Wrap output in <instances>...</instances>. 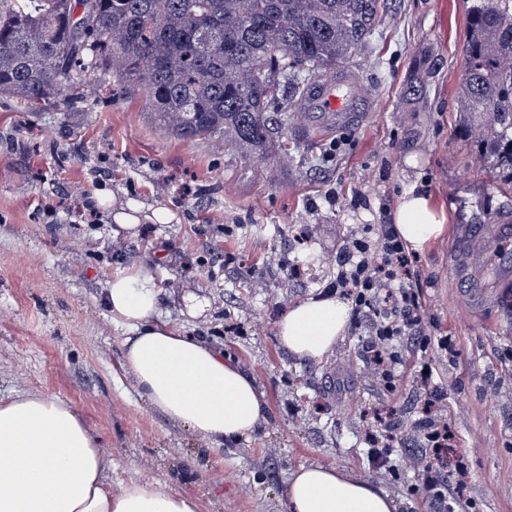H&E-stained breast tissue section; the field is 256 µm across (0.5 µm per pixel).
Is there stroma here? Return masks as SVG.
Here are the masks:
<instances>
[{"label":"stroma","mask_w":512,"mask_h":512,"mask_svg":"<svg viewBox=\"0 0 512 512\" xmlns=\"http://www.w3.org/2000/svg\"><path fill=\"white\" fill-rule=\"evenodd\" d=\"M475 0H386L349 68L362 77V125L288 126V148L246 159L223 138L182 140L153 119L143 95L67 96L41 112L0 98V400L55 396L98 439L112 489L138 481L193 497L198 512H288L284 487L322 464L374 482L397 512H431L416 437L399 435V472L370 468L362 410L416 417L420 393L364 376L360 331L322 362L280 347L288 307L336 278L323 264L346 225L385 224L404 191L428 193L445 234L418 254L424 316L452 337L437 360L448 422L469 482L462 512H512V319L466 309L468 284L450 257L467 233L512 223V185L481 150L482 131L456 106L463 40ZM166 209L137 238L112 233L113 203ZM150 262L160 318L228 353L265 394L247 439L216 448L174 426L138 395L121 365L123 331L101 301L112 275ZM304 267L300 276L287 266ZM205 295L190 317L185 294Z\"/></svg>","instance_id":"obj_1"}]
</instances>
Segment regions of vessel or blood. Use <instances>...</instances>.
<instances>
[{
  "label": "vessel or blood",
  "instance_id": "vessel-or-blood-1",
  "mask_svg": "<svg viewBox=\"0 0 512 512\" xmlns=\"http://www.w3.org/2000/svg\"><path fill=\"white\" fill-rule=\"evenodd\" d=\"M359 76L353 71L339 72L337 79L318 83L302 102L319 126L343 129L359 122L365 108L356 87ZM483 249L470 246L459 248L450 263L454 271L470 280H479L483 273L484 248L499 247L512 242L511 224H487L483 227Z\"/></svg>",
  "mask_w": 512,
  "mask_h": 512
}]
</instances>
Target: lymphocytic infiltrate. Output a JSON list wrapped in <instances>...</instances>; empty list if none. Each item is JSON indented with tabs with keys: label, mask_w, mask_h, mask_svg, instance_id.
<instances>
[{
	"label": "lymphocytic infiltrate",
	"mask_w": 512,
	"mask_h": 512,
	"mask_svg": "<svg viewBox=\"0 0 512 512\" xmlns=\"http://www.w3.org/2000/svg\"><path fill=\"white\" fill-rule=\"evenodd\" d=\"M336 267L333 290L351 299L355 321L366 326L362 356L366 372L397 391L398 372L406 370L421 392L419 415L404 425L395 414H374L368 430L370 466H391L390 443L408 429L424 441L423 455L411 465L425 476V494L433 512H457L468 484V468L448 423V393L437 386L430 346L453 354L447 338H435L422 316L421 275L411 253L391 224H350L332 256Z\"/></svg>",
	"instance_id": "1"
}]
</instances>
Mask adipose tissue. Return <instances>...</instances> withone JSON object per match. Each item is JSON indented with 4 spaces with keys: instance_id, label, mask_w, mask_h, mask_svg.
<instances>
[{
    "instance_id": "ef3b65f1",
    "label": "adipose tissue",
    "mask_w": 512,
    "mask_h": 512,
    "mask_svg": "<svg viewBox=\"0 0 512 512\" xmlns=\"http://www.w3.org/2000/svg\"><path fill=\"white\" fill-rule=\"evenodd\" d=\"M391 221L415 251L439 239L447 217L416 190L399 198ZM113 325L125 332L122 365L139 396L174 425L213 446L256 432L265 417L264 392L223 350L156 319L154 271L134 265L103 291ZM350 307L331 293L299 301L276 325L292 357L319 362L350 321ZM97 439L69 404L28 395L0 403V512H198L194 498L149 483L112 491ZM288 512H395L377 484L319 464L300 466L284 489Z\"/></svg>"
}]
</instances>
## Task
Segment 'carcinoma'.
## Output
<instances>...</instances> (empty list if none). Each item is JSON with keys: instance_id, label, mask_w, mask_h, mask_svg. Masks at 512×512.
Masks as SVG:
<instances>
[{"instance_id": "cac0c4a2", "label": "carcinoma", "mask_w": 512, "mask_h": 512, "mask_svg": "<svg viewBox=\"0 0 512 512\" xmlns=\"http://www.w3.org/2000/svg\"><path fill=\"white\" fill-rule=\"evenodd\" d=\"M381 0H0V97L25 112L64 92L96 98L111 74L145 95L181 139L220 134L243 157L266 153L296 103L373 35ZM457 111L490 130L483 155L512 171V0H476Z\"/></svg>"}]
</instances>
